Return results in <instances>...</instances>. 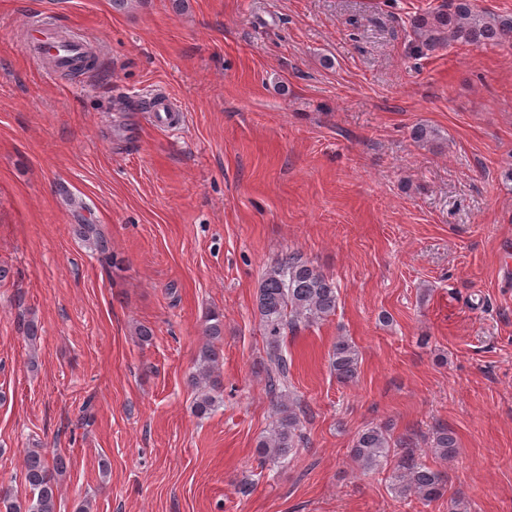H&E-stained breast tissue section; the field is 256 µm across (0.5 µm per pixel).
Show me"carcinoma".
Masks as SVG:
<instances>
[{"mask_svg": "<svg viewBox=\"0 0 512 512\" xmlns=\"http://www.w3.org/2000/svg\"><path fill=\"white\" fill-rule=\"evenodd\" d=\"M418 48L433 50L451 43L480 47L512 42V18L473 11L470 0H449L448 6L421 15L412 23ZM78 232L103 263H112L111 243L94 224L78 225ZM338 288L317 267L296 253H288L267 267L256 293V308L266 341L265 387L275 408V421L257 444L259 456L280 466L295 453L303 435L300 429L304 410L288 395L290 363L284 345L288 332L323 321L336 312ZM204 336L196 358L190 385L196 391L193 412L208 417L222 403L223 384L219 372L223 322L207 316ZM329 366L338 382L349 384L359 375V351L341 337L333 345ZM456 437L446 427L433 432L432 448L442 460L456 452ZM401 449L392 472V491L401 498L415 497L424 503L440 499L448 483L447 472L432 468L409 449L408 441L394 440L387 430L369 427L357 432L349 451L351 460L363 470L379 469L396 449ZM67 472L62 456L48 462L45 454L32 448L25 458L24 479L31 497L19 503L9 490L0 488V512H56L60 482Z\"/></svg>", "mask_w": 512, "mask_h": 512, "instance_id": "cac0c4a2", "label": "carcinoma"}]
</instances>
